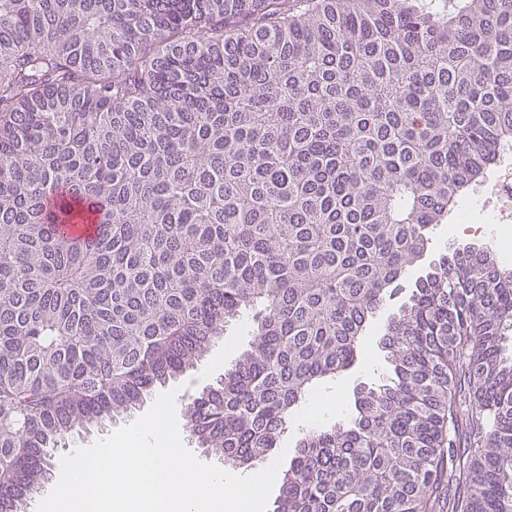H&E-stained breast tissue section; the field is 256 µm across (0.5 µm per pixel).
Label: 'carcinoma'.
Returning a JSON list of instances; mask_svg holds the SVG:
<instances>
[{
	"label": "carcinoma",
	"instance_id": "cac0c4a2",
	"mask_svg": "<svg viewBox=\"0 0 512 512\" xmlns=\"http://www.w3.org/2000/svg\"><path fill=\"white\" fill-rule=\"evenodd\" d=\"M508 145L512 0H0V512L245 315L184 418L262 465ZM510 342L512 268L440 257L273 512H512Z\"/></svg>",
	"mask_w": 512,
	"mask_h": 512
}]
</instances>
